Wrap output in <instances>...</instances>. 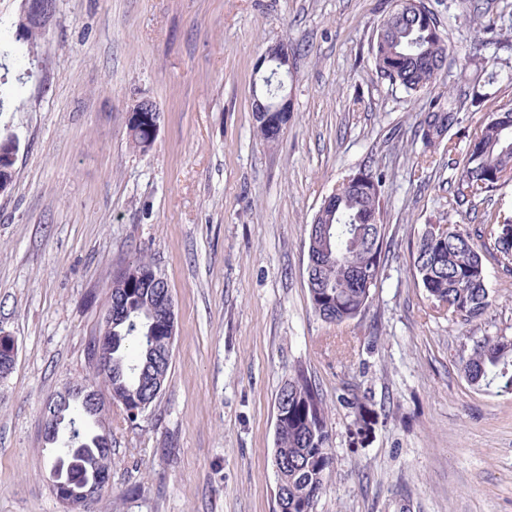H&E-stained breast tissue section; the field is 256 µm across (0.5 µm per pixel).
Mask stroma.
<instances>
[{
    "label": "stroma",
    "mask_w": 512,
    "mask_h": 512,
    "mask_svg": "<svg viewBox=\"0 0 512 512\" xmlns=\"http://www.w3.org/2000/svg\"><path fill=\"white\" fill-rule=\"evenodd\" d=\"M425 2L448 56L421 97L372 63L394 0H56L35 54L0 62V135L19 143L0 193V330L17 344L0 379V512H66L44 406L88 375L112 274L143 253L174 300L172 364L138 424L112 405V478L91 512H273L276 395L300 369L323 394L333 457L315 512H512V397L471 387L458 360L472 339L512 338V272L484 256L492 305L465 324L411 268L458 176L414 132L430 100L455 97L462 149L484 110L512 103L503 79L471 108L461 79L480 42L512 69V34L489 45L476 25H512V0ZM280 42L291 112L268 144L252 78ZM143 99L162 114L144 152L128 134ZM371 162L387 174L386 256L366 311L330 325L309 298L306 226Z\"/></svg>",
    "instance_id": "35a3bbf8"
}]
</instances>
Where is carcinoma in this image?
Here are the masks:
<instances>
[{
	"instance_id": "obj_1",
	"label": "carcinoma",
	"mask_w": 512,
	"mask_h": 512,
	"mask_svg": "<svg viewBox=\"0 0 512 512\" xmlns=\"http://www.w3.org/2000/svg\"><path fill=\"white\" fill-rule=\"evenodd\" d=\"M42 31L16 32V40L30 53ZM371 55L378 77L410 96L425 95L440 80L448 52L447 36L437 15L424 0H395L392 10L374 28ZM453 102L430 103L427 126L440 135L457 123ZM448 212L460 217L448 225L445 241L421 236L412 252V268L427 297L437 307L447 304L448 315L464 322L480 318L492 305L486 287L483 252L496 255L512 271V240L502 237L500 225L511 224L512 214L486 211L478 227L465 228L468 209L479 198L512 180V106L488 113L469 135L458 161ZM385 175L368 166L336 185V204L328 206L320 223L327 235H318L312 248L315 266L309 298L315 314L329 324L359 317L377 287L385 256L386 225L382 202ZM153 262L140 256L112 275L105 309L112 310V334L101 341L112 362L104 374L83 379L91 388L106 389L112 401L125 406L135 422L144 413L140 404H153L157 373L169 372L172 355L168 337L154 325L168 283L156 282L148 271ZM465 377L477 388L494 387L512 396V345L498 336L474 342L469 353L459 355ZM276 403L287 408L288 423L275 432V464L279 469V502L287 512H314V505L332 471V453L323 398L318 388L299 371L288 379V393L278 392ZM69 427L52 444L49 463L58 465L76 488L87 475L111 478L112 439L97 424L79 396L59 407Z\"/></svg>"
}]
</instances>
